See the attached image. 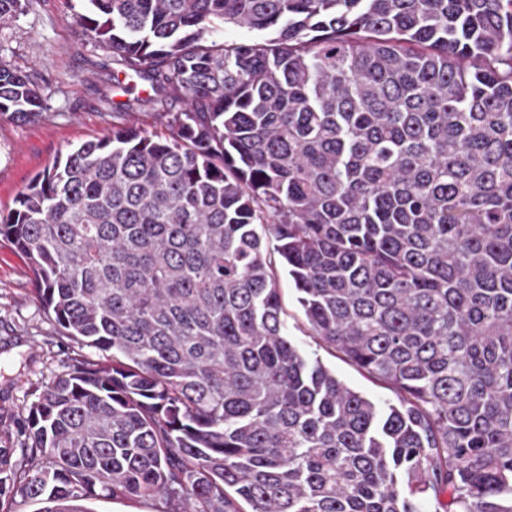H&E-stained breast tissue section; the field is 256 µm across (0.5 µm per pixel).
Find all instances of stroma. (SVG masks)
<instances>
[{
  "label": "stroma",
  "mask_w": 512,
  "mask_h": 512,
  "mask_svg": "<svg viewBox=\"0 0 512 512\" xmlns=\"http://www.w3.org/2000/svg\"><path fill=\"white\" fill-rule=\"evenodd\" d=\"M86 0H39L34 10L0 26V59L33 71L58 90L42 116L27 120L0 115V214L53 160L112 128L110 104L127 96L113 85L112 66L80 35L77 20ZM35 275L27 257L0 236V421L20 428L35 389L63 373L75 349L62 336L33 292ZM288 338L310 359L378 405L394 398L380 381L311 336L291 279L279 275Z\"/></svg>",
  "instance_id": "stroma-1"
}]
</instances>
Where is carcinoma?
Here are the masks:
<instances>
[{
    "label": "carcinoma",
    "instance_id": "cac0c4a2",
    "mask_svg": "<svg viewBox=\"0 0 512 512\" xmlns=\"http://www.w3.org/2000/svg\"><path fill=\"white\" fill-rule=\"evenodd\" d=\"M89 2L152 95L0 215L79 348L21 460L0 425V512H512V0ZM47 89L0 60V115ZM269 236L311 335L395 402L288 340ZM87 506L97 512H154V501L151 500H112L93 499Z\"/></svg>",
    "mask_w": 512,
    "mask_h": 512
}]
</instances>
